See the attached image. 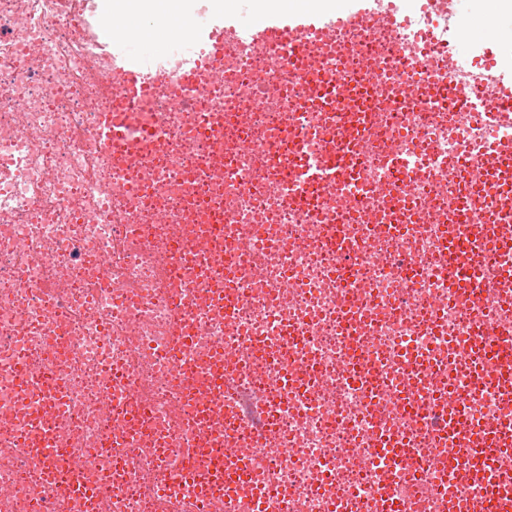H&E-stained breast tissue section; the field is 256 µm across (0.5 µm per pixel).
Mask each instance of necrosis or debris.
I'll return each instance as SVG.
<instances>
[{
    "label": "necrosis or debris",
    "instance_id": "4bbe7bcc",
    "mask_svg": "<svg viewBox=\"0 0 512 512\" xmlns=\"http://www.w3.org/2000/svg\"><path fill=\"white\" fill-rule=\"evenodd\" d=\"M88 2L0 0V512H487L454 462L512 421L466 344L477 320L512 325V222L450 288L441 247L466 243L448 169L500 135L427 95L466 65L420 50L433 16L411 18L405 57L366 26L226 53L190 85L172 59L142 102L108 62L88 70ZM340 72L374 73L368 96L293 110ZM114 99L125 147L108 160L95 130ZM325 146L361 157L339 191H268L287 150ZM27 370L40 384L22 395ZM460 407L462 437L437 438ZM42 411L47 453L18 441ZM76 473L84 494L61 493Z\"/></svg>",
    "mask_w": 512,
    "mask_h": 512
}]
</instances>
